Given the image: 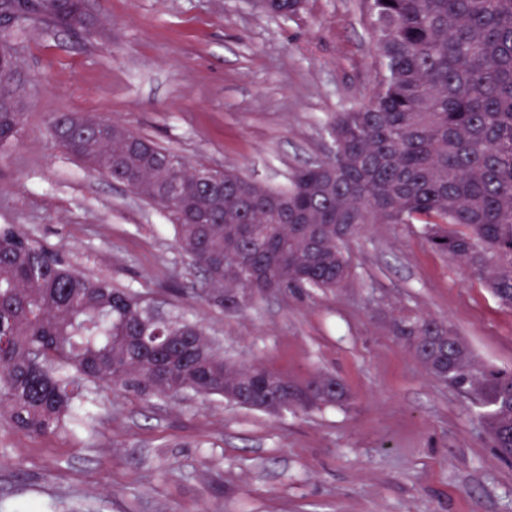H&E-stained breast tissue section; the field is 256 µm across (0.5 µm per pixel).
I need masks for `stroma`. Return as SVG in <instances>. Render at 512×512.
I'll return each instance as SVG.
<instances>
[{"label": "stroma", "instance_id": "obj_1", "mask_svg": "<svg viewBox=\"0 0 512 512\" xmlns=\"http://www.w3.org/2000/svg\"><path fill=\"white\" fill-rule=\"evenodd\" d=\"M83 39L31 26L24 129L0 156V224L82 274L200 322L225 360L304 384L339 378L349 400L279 415L192 395L89 388L70 427L27 435L0 419V512H512V460L470 399L394 336L430 316L482 365L512 368V309L418 224L351 238L350 283L291 288L237 311L198 297L200 275L160 211L88 170L48 134L60 113L101 114L188 162L270 188L326 160L329 122L369 101L380 65L360 0H308L293 18L254 0H87Z\"/></svg>", "mask_w": 512, "mask_h": 512}]
</instances>
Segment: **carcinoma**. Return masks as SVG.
Here are the masks:
<instances>
[{
    "instance_id": "obj_1",
    "label": "carcinoma",
    "mask_w": 512,
    "mask_h": 512,
    "mask_svg": "<svg viewBox=\"0 0 512 512\" xmlns=\"http://www.w3.org/2000/svg\"><path fill=\"white\" fill-rule=\"evenodd\" d=\"M305 0H267L274 16H296ZM380 60L378 89L366 104L328 125L334 150L270 189L224 171L209 191L195 167L103 117L59 114L52 138L97 173L123 179L158 207L175 241L202 276L201 292L247 306L281 288L334 291L352 266L348 238L367 224H421L452 261L476 269L499 302L512 307V0H366ZM32 18L0 26L17 44L29 26L66 28L91 38L98 19L86 0H64L40 15L37 0H0V14ZM26 113L0 103V151L24 128ZM393 334L433 377L472 395L493 447L512 458V370L478 364L447 325L420 317ZM142 397L256 392L273 412L288 390L296 409L348 401L343 383L317 375L304 385L260 363L236 365L182 316L160 318L140 294L89 278L11 224L0 226V414L28 435L59 432L87 384Z\"/></svg>"
}]
</instances>
